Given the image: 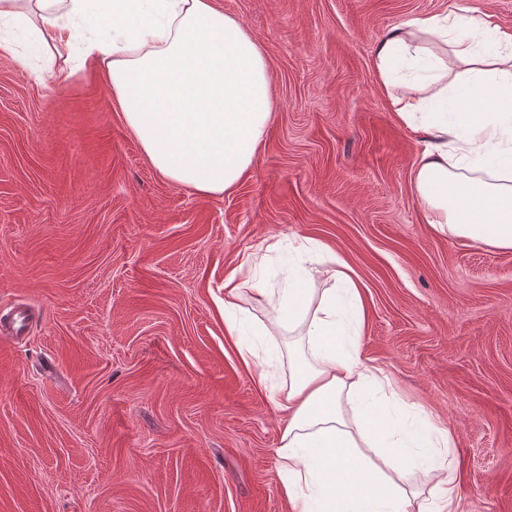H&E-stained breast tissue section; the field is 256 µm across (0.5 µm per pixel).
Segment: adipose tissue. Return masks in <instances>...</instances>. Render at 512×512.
<instances>
[{
  "instance_id": "1",
  "label": "adipose tissue",
  "mask_w": 512,
  "mask_h": 512,
  "mask_svg": "<svg viewBox=\"0 0 512 512\" xmlns=\"http://www.w3.org/2000/svg\"><path fill=\"white\" fill-rule=\"evenodd\" d=\"M104 61L114 99L152 165L202 195L231 190L249 172L273 103L261 46L214 0H0V55ZM373 70L408 129L424 134L415 187L428 222L446 233L512 250V29L474 11L404 22L378 45ZM298 245L280 288L253 285L280 325L300 331L312 361L275 397L288 418L277 455L292 512H459L453 433L423 410L405 415L381 368L359 347L364 306L351 269L337 261L331 288H306ZM224 280V330L258 387L267 373L255 340L270 331ZM431 474L422 492L416 472Z\"/></svg>"
}]
</instances>
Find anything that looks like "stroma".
<instances>
[{
    "label": "stroma",
    "mask_w": 512,
    "mask_h": 512,
    "mask_svg": "<svg viewBox=\"0 0 512 512\" xmlns=\"http://www.w3.org/2000/svg\"><path fill=\"white\" fill-rule=\"evenodd\" d=\"M262 47L274 115L249 173L205 196L169 182L98 60L49 78L0 56V512H290L287 421L224 334V279L326 287L350 266L364 357L408 409L452 430L460 512H512V251L428 224L418 136L372 67L395 25L458 7L512 28V0H214ZM279 243L276 252L268 251ZM26 308L15 307L6 315L1 314L2 338L13 341L21 337L22 331L26 328ZM16 325V326H15Z\"/></svg>",
    "instance_id": "obj_1"
}]
</instances>
